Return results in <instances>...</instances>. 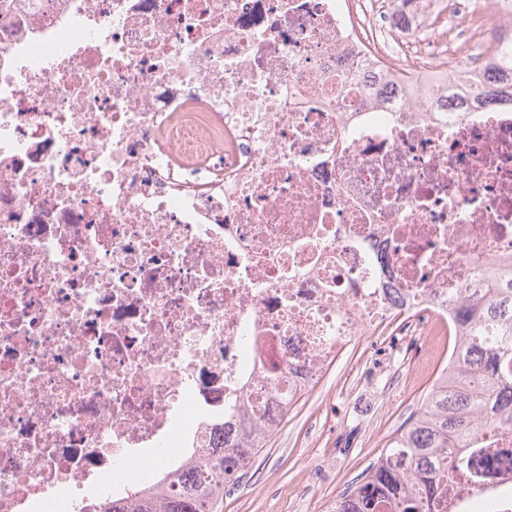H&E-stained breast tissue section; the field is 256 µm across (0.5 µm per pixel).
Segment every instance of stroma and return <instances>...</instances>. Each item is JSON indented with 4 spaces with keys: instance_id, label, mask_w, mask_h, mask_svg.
<instances>
[{
    "instance_id": "obj_1",
    "label": "stroma",
    "mask_w": 512,
    "mask_h": 512,
    "mask_svg": "<svg viewBox=\"0 0 512 512\" xmlns=\"http://www.w3.org/2000/svg\"><path fill=\"white\" fill-rule=\"evenodd\" d=\"M425 358L401 338L347 346L225 493L224 512H309L313 497L331 512L416 408L399 390Z\"/></svg>"
}]
</instances>
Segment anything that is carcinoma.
<instances>
[{
	"label": "carcinoma",
	"mask_w": 512,
	"mask_h": 512,
	"mask_svg": "<svg viewBox=\"0 0 512 512\" xmlns=\"http://www.w3.org/2000/svg\"><path fill=\"white\" fill-rule=\"evenodd\" d=\"M502 86L483 95L512 102V40L494 62ZM463 338L438 381L394 432L362 479L338 497L336 512H427L441 488L473 469L484 430L512 432V265L486 266L472 297L448 300ZM232 477L224 451L161 469L155 485L102 497L88 512H224Z\"/></svg>",
	"instance_id": "carcinoma-1"
}]
</instances>
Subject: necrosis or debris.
<instances>
[{"instance_id":"4bbe7bcc","label":"necrosis or debris","mask_w":512,"mask_h":512,"mask_svg":"<svg viewBox=\"0 0 512 512\" xmlns=\"http://www.w3.org/2000/svg\"><path fill=\"white\" fill-rule=\"evenodd\" d=\"M512 0H0V512L276 423L272 370L512 260ZM494 68L502 80V87L494 84L483 90L484 96L498 101H510L512 104V39L504 42L494 62ZM504 85V86H503ZM509 88V90H507Z\"/></svg>"}]
</instances>
